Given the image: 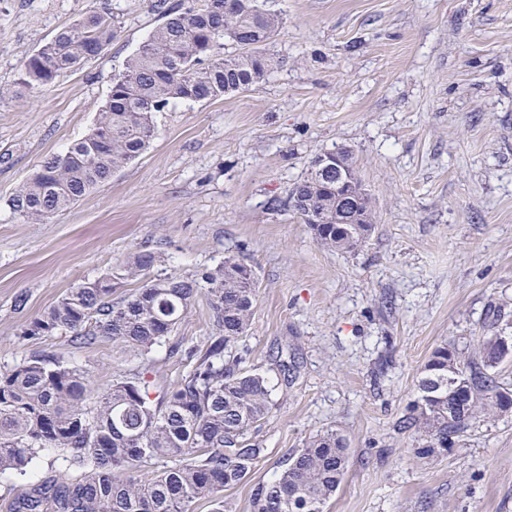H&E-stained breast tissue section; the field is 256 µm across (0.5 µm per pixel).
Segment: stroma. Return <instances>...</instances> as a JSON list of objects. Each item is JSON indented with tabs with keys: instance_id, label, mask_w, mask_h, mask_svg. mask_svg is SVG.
I'll list each match as a JSON object with an SVG mask.
<instances>
[{
	"instance_id": "stroma-1",
	"label": "stroma",
	"mask_w": 512,
	"mask_h": 512,
	"mask_svg": "<svg viewBox=\"0 0 512 512\" xmlns=\"http://www.w3.org/2000/svg\"><path fill=\"white\" fill-rule=\"evenodd\" d=\"M156 2L0 0V368L48 355L99 388L145 368L162 395L187 369L169 346H207L204 298L145 359L108 338L81 348L20 331L137 249L184 276L235 255L259 285L239 348L273 408L251 430L264 457L224 492L230 512H250L253 485L330 429L348 465L326 512H512V413L430 455L399 427L442 341L467 354L491 319L512 324V0H274L279 64L265 81L157 113L154 139L108 182L46 223H20L6 199L88 132L160 24ZM94 8L117 38L54 84L19 87L28 58ZM339 146L375 217L353 252L320 247L285 205L311 160Z\"/></svg>"
}]
</instances>
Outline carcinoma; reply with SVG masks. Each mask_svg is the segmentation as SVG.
I'll return each instance as SVG.
<instances>
[{
  "mask_svg": "<svg viewBox=\"0 0 512 512\" xmlns=\"http://www.w3.org/2000/svg\"><path fill=\"white\" fill-rule=\"evenodd\" d=\"M156 26L124 69L112 78L109 99L90 131L24 182L6 201L14 219L44 223L70 208L112 173L136 159L156 133L154 117L170 105L223 97L266 80L278 65L267 46L280 15L268 0H202L199 5L156 4ZM118 36L112 15L92 10L57 31L22 68L19 84L46 87L98 56ZM231 41L241 52L221 57ZM336 174H311L297 182L289 207L310 225L318 245L353 252L374 230L369 202L358 206L357 231L337 224ZM164 258L133 252L118 278L142 286L112 301V275L84 280L43 313L22 335L65 334L80 347L102 337L148 355L171 336L200 295L207 300L214 333L204 352L187 353L191 369L160 398H151L144 373L112 380L102 390L89 372L52 357L25 358L0 369V475L27 474L41 452L52 449L63 472L21 490L10 512H193L208 501L225 512L224 490L246 479L264 453L250 430L271 412L268 378L244 366L233 351L248 332L258 288L251 266L229 256L196 277L153 275ZM500 331L482 338L478 355L464 357L443 342L424 365L416 396L401 427L423 437L420 453L446 450L480 415L503 414L499 399L512 389L492 374L506 356L488 363ZM467 383L469 408L448 411L455 398L448 372ZM170 459L174 465L146 478L139 469ZM348 448L333 431L310 437L283 463L279 476L251 490L252 512H323L347 470Z\"/></svg>",
  "mask_w": 512,
  "mask_h": 512,
  "instance_id": "carcinoma-1",
  "label": "carcinoma"
}]
</instances>
